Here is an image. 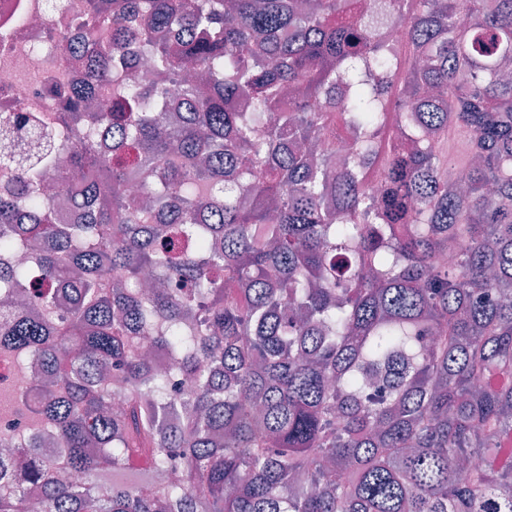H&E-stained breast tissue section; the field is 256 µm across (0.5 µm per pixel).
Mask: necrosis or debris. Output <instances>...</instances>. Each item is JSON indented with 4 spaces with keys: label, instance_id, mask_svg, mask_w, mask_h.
I'll use <instances>...</instances> for the list:
<instances>
[{
    "label": "necrosis or debris",
    "instance_id": "necrosis-or-debris-1",
    "mask_svg": "<svg viewBox=\"0 0 512 512\" xmlns=\"http://www.w3.org/2000/svg\"><path fill=\"white\" fill-rule=\"evenodd\" d=\"M90 7L91 0H0V113L68 111L67 103L51 99L49 86L80 81V69L59 56L33 54L32 47L54 45Z\"/></svg>",
    "mask_w": 512,
    "mask_h": 512
}]
</instances>
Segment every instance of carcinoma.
Returning <instances> with one entry per match:
<instances>
[{
    "instance_id": "1",
    "label": "carcinoma",
    "mask_w": 512,
    "mask_h": 512,
    "mask_svg": "<svg viewBox=\"0 0 512 512\" xmlns=\"http://www.w3.org/2000/svg\"><path fill=\"white\" fill-rule=\"evenodd\" d=\"M372 9L92 0L70 132L9 118L0 512H512V0ZM31 378L27 369L11 362L0 361V385L13 389L19 396L24 394Z\"/></svg>"
}]
</instances>
